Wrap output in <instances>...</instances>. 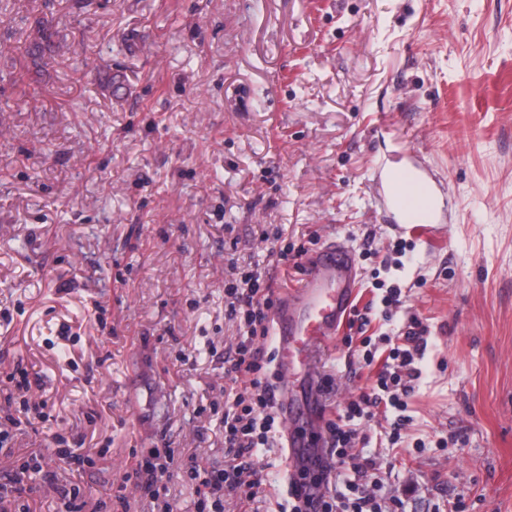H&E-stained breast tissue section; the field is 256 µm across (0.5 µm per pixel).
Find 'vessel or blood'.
<instances>
[{"instance_id": "obj_1", "label": "vessel or blood", "mask_w": 512, "mask_h": 512, "mask_svg": "<svg viewBox=\"0 0 512 512\" xmlns=\"http://www.w3.org/2000/svg\"><path fill=\"white\" fill-rule=\"evenodd\" d=\"M382 192L384 208L398 229L425 228L445 219L440 187L415 162H406L398 175H387ZM359 277L355 251L342 240L327 241L309 257L291 302L274 311L277 369L298 380L297 388L281 385L276 390L277 409L289 428L285 448L291 471L315 468L325 457V449L308 437L323 409L313 361L347 321Z\"/></svg>"}]
</instances>
